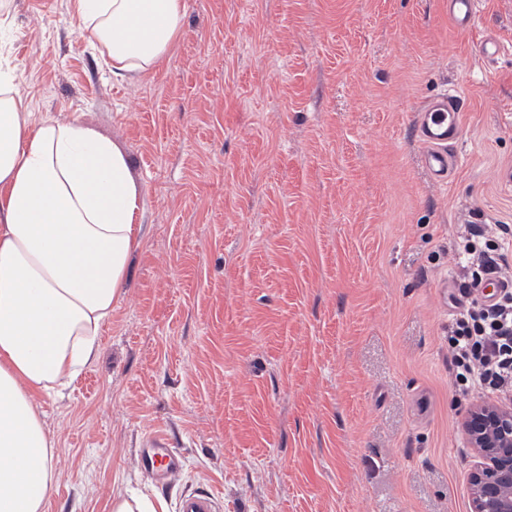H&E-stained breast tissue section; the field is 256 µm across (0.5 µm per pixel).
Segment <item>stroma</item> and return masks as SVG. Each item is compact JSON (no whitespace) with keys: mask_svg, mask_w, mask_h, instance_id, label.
Masks as SVG:
<instances>
[{"mask_svg":"<svg viewBox=\"0 0 512 512\" xmlns=\"http://www.w3.org/2000/svg\"><path fill=\"white\" fill-rule=\"evenodd\" d=\"M1 58L30 112L116 140L146 188L99 357L37 400L44 512H173L188 490L223 512H471L480 397L455 391L448 323L462 236L512 225V0L465 31L448 0H186L171 57L134 81L68 0H10ZM446 91L463 112L443 186L415 120ZM154 431L184 459L166 487L137 464ZM166 504L161 499H135L118 496L112 499L111 512H166Z\"/></svg>","mask_w":512,"mask_h":512,"instance_id":"1","label":"stroma"}]
</instances>
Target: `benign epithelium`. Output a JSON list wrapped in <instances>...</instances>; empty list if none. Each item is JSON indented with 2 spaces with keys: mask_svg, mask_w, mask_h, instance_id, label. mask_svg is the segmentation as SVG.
Segmentation results:
<instances>
[{
  "mask_svg": "<svg viewBox=\"0 0 512 512\" xmlns=\"http://www.w3.org/2000/svg\"><path fill=\"white\" fill-rule=\"evenodd\" d=\"M463 430L474 454L471 512H512V401L475 403Z\"/></svg>",
  "mask_w": 512,
  "mask_h": 512,
  "instance_id": "obj_1",
  "label": "benign epithelium"
}]
</instances>
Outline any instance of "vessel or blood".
Instances as JSON below:
<instances>
[{
	"label": "vessel or blood",
	"mask_w": 512,
	"mask_h": 512,
	"mask_svg": "<svg viewBox=\"0 0 512 512\" xmlns=\"http://www.w3.org/2000/svg\"><path fill=\"white\" fill-rule=\"evenodd\" d=\"M479 0H448V17L456 28H469L478 12ZM462 104L459 95L443 93L427 101L417 116L416 132L425 145L424 164L436 182L448 180L453 163L451 148L461 137ZM182 454L168 447L163 433L148 434L140 452L141 467L148 478L168 482L182 472ZM222 505L210 492L187 491L178 501V512H221Z\"/></svg>",
	"instance_id": "vessel-or-blood-1"
}]
</instances>
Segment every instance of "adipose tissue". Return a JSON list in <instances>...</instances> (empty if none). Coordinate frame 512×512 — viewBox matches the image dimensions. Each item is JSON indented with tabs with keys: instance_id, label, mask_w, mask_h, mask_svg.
Here are the masks:
<instances>
[{
	"instance_id": "1",
	"label": "adipose tissue",
	"mask_w": 512,
	"mask_h": 512,
	"mask_svg": "<svg viewBox=\"0 0 512 512\" xmlns=\"http://www.w3.org/2000/svg\"><path fill=\"white\" fill-rule=\"evenodd\" d=\"M115 77L156 70L185 0H70ZM144 186L118 142L76 120L33 118L0 61V512H43L54 442L37 407L100 352L142 244Z\"/></svg>"
}]
</instances>
